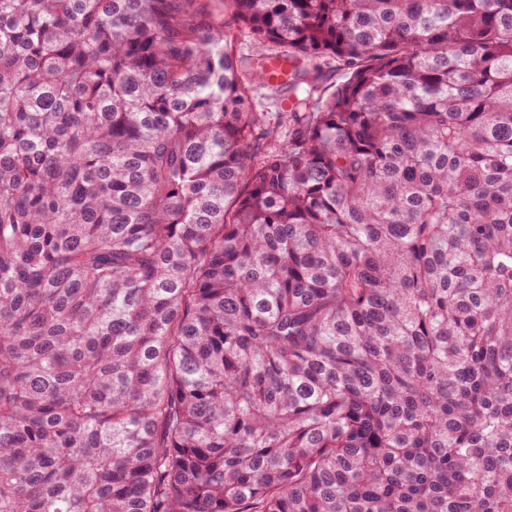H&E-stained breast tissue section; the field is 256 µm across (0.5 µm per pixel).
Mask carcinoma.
<instances>
[{
	"mask_svg": "<svg viewBox=\"0 0 512 512\" xmlns=\"http://www.w3.org/2000/svg\"><path fill=\"white\" fill-rule=\"evenodd\" d=\"M221 5L0 0V512H512V0ZM224 30L231 36V44L237 55L252 54L254 50L253 41L244 28L238 24L231 13L224 12ZM310 69L316 68L321 72L322 85L332 91L334 85L339 81L342 73V65L332 58H316L310 62ZM248 92L256 112H267V120L271 124L278 122L280 112L288 109L281 106L282 94L271 87L259 83L248 84Z\"/></svg>",
	"mask_w": 512,
	"mask_h": 512,
	"instance_id": "obj_1",
	"label": "carcinoma"
}]
</instances>
